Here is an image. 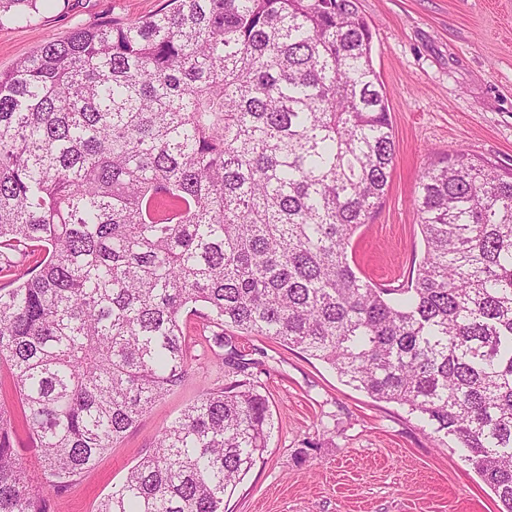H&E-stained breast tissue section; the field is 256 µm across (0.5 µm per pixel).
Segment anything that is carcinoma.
Segmentation results:
<instances>
[{
	"label": "carcinoma",
	"mask_w": 512,
	"mask_h": 512,
	"mask_svg": "<svg viewBox=\"0 0 512 512\" xmlns=\"http://www.w3.org/2000/svg\"><path fill=\"white\" fill-rule=\"evenodd\" d=\"M41 0H0V22ZM0 73V512H49L189 370L190 330L237 379L202 392L96 512H224L274 428L224 328L301 349L453 439L512 512V168L453 150L415 199L416 276L348 248L395 143L357 0H167ZM200 319L192 326V318Z\"/></svg>",
	"instance_id": "1"
}]
</instances>
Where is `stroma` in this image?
I'll return each instance as SVG.
<instances>
[{
	"label": "stroma",
	"instance_id": "obj_1",
	"mask_svg": "<svg viewBox=\"0 0 512 512\" xmlns=\"http://www.w3.org/2000/svg\"><path fill=\"white\" fill-rule=\"evenodd\" d=\"M165 0H45L39 14L0 25V72L45 43L101 20L151 16ZM372 24L373 66L393 121L385 200L352 240L361 274L398 285L424 245L413 199L433 153L463 149L512 168V0H359ZM255 359L253 380L274 428L261 460L225 512H499L500 504L450 439L407 407L346 385L325 363L278 341L226 328ZM189 371L52 512H95L156 437L207 388L225 383L216 348L188 344Z\"/></svg>",
	"mask_w": 512,
	"mask_h": 512
}]
</instances>
